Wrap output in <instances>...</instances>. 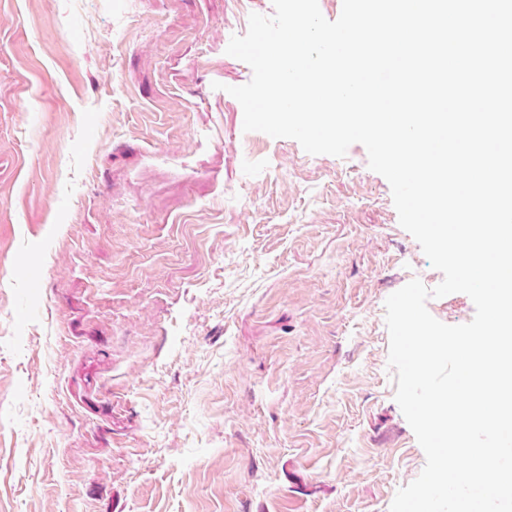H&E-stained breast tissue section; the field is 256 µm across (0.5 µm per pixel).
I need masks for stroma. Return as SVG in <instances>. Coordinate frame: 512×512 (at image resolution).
<instances>
[{
  "label": "stroma",
  "mask_w": 512,
  "mask_h": 512,
  "mask_svg": "<svg viewBox=\"0 0 512 512\" xmlns=\"http://www.w3.org/2000/svg\"><path fill=\"white\" fill-rule=\"evenodd\" d=\"M272 0H0V512H389L385 301L443 279L366 148L243 129Z\"/></svg>",
  "instance_id": "stroma-1"
}]
</instances>
